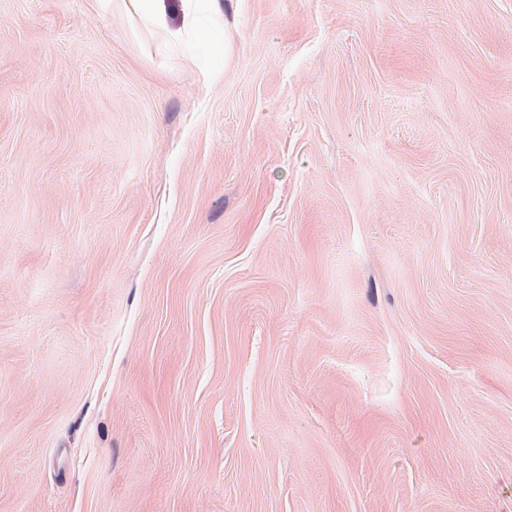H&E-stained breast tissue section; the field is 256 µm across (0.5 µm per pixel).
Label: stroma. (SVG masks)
I'll return each instance as SVG.
<instances>
[{
    "instance_id": "obj_1",
    "label": "stroma",
    "mask_w": 512,
    "mask_h": 512,
    "mask_svg": "<svg viewBox=\"0 0 512 512\" xmlns=\"http://www.w3.org/2000/svg\"><path fill=\"white\" fill-rule=\"evenodd\" d=\"M0 512H512V0H0ZM163 1L165 0H129V4L144 23L165 29Z\"/></svg>"
}]
</instances>
